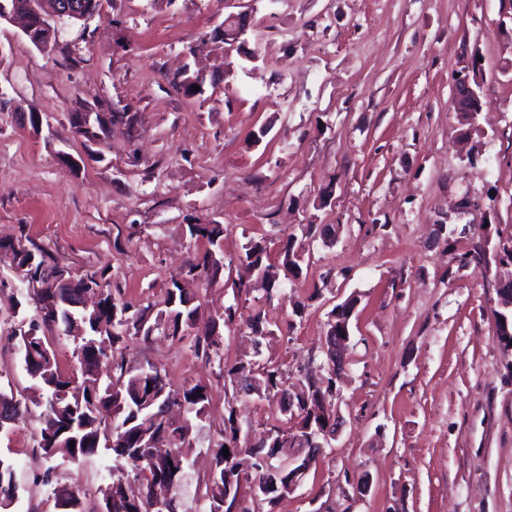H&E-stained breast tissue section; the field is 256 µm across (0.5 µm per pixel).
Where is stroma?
<instances>
[{"mask_svg":"<svg viewBox=\"0 0 512 512\" xmlns=\"http://www.w3.org/2000/svg\"><path fill=\"white\" fill-rule=\"evenodd\" d=\"M240 11L251 27L226 44ZM461 77L478 94L472 118L453 105ZM211 221L226 259L250 236L273 258L289 237L310 255L267 304L188 286L206 314L236 301L294 321L263 358L319 367L329 312L358 300L344 424L268 512H512V348L496 325L512 266L495 259L512 241V0H102L46 51L0 25V243L30 239L145 303L194 252L177 225ZM323 224L337 231L328 245ZM19 287L0 258V386L18 390L31 383L10 337ZM124 356L163 364L172 388L210 387L181 496L193 512L223 383L163 339ZM41 411L0 435L23 487L10 512H58L35 481ZM58 477L93 507L112 456Z\"/></svg>","mask_w":512,"mask_h":512,"instance_id":"35a3bbf8","label":"stroma"}]
</instances>
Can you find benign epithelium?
<instances>
[{
    "mask_svg": "<svg viewBox=\"0 0 512 512\" xmlns=\"http://www.w3.org/2000/svg\"><path fill=\"white\" fill-rule=\"evenodd\" d=\"M96 14L93 0H58L49 3L48 0H26L23 9L10 7L4 0H0V23H18L26 38L36 47L45 49L58 33V25L66 20H86ZM249 27L247 15L229 14L224 20V40L237 42ZM477 93L471 85L461 80L456 92L457 111H463V103L476 100ZM308 449L294 448L288 451V468L294 473L288 481V491L293 493L300 485L302 477L308 468L302 466V461L307 457ZM309 458V457H307ZM309 462H315L309 458Z\"/></svg>",
    "mask_w": 512,
    "mask_h": 512,
    "instance_id": "benign-epithelium-1",
    "label": "benign epithelium"
}]
</instances>
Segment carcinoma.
Here are the masks:
<instances>
[{"instance_id": "carcinoma-1", "label": "carcinoma", "mask_w": 512, "mask_h": 512, "mask_svg": "<svg viewBox=\"0 0 512 512\" xmlns=\"http://www.w3.org/2000/svg\"><path fill=\"white\" fill-rule=\"evenodd\" d=\"M190 238L203 243L182 274L170 278L163 300L156 305H134L125 300L121 289L100 293L97 306L79 310L73 304L89 286H100L104 273L86 271L73 276L64 268L49 262L48 253L23 241L2 245L0 251L10 253L11 267L27 284L25 297L34 305V314L24 316L11 335L24 367L36 388L45 392L44 415L58 424L54 439L39 432L36 447L46 467L40 475L44 485H54L58 499L67 493L58 483L57 459L83 460L102 447L112 453L113 462L130 468L133 478L142 485L155 480L169 482L174 489L183 487L188 474L189 454L195 447L196 432L206 420L209 387L201 382L173 389L160 366L150 364L140 369L126 365L119 345L135 337L148 340L154 335L171 341L189 343L194 356L208 365L218 366V377L231 386L232 397L259 399L263 397H294V411H281L266 418L269 433L267 443L255 448L250 440V424L238 419L234 408L228 409L218 439L213 442L214 467L205 481L200 512H213L216 500H224L227 479L233 480V496L240 494L242 484H248L249 505L242 512H264V505L288 496V466L271 463L274 458L288 460V449L301 442L307 448L327 443L326 436L336 432L330 420L336 417L335 385L331 368L319 379L306 373L294 377L282 365L258 359L262 341L275 331L263 326L261 311L243 316L234 303L209 316H204L201 304L178 285L181 276L199 278L211 287L224 276V270L235 271L232 280L234 297L251 291L250 283L264 280L267 300L280 295L279 276L296 275L306 261L305 252L294 248L292 240L279 254L276 264L266 261V248L248 238L244 252L226 261L222 251L224 225L180 224ZM357 304L354 297L346 298L333 307L328 321L326 342L336 337V322L341 312ZM240 322L254 337V358L229 363L224 359V336L219 323ZM59 331L75 343L72 356L77 367L69 372L60 368L57 342L52 333ZM86 341H95L103 355H112V376L105 382L95 372L94 362L83 355ZM8 409L10 420L24 422L30 415L26 399L20 393L0 389V409ZM188 414L177 423L165 420L171 409ZM164 434L162 445L170 449L168 457L154 459L150 441L157 433ZM75 448H70V443ZM230 455L224 456L223 448ZM7 489V498L15 500L22 486L17 482L12 462L0 457V490ZM112 512H147V504L127 501L124 485L112 483Z\"/></svg>"}]
</instances>
